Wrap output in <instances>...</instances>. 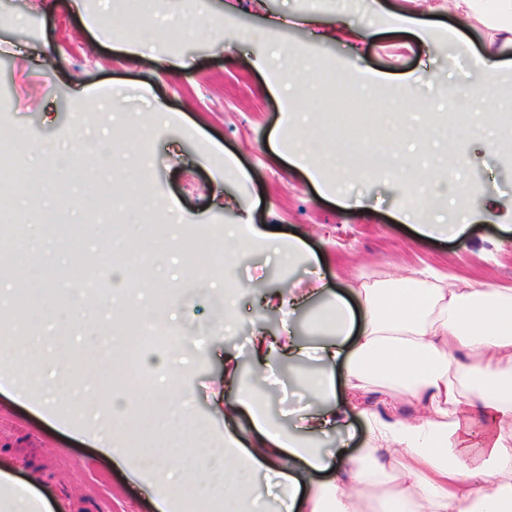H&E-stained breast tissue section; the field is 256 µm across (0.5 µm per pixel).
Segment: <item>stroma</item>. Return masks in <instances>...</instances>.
Here are the masks:
<instances>
[{
    "instance_id": "35a3bbf8",
    "label": "stroma",
    "mask_w": 512,
    "mask_h": 512,
    "mask_svg": "<svg viewBox=\"0 0 512 512\" xmlns=\"http://www.w3.org/2000/svg\"><path fill=\"white\" fill-rule=\"evenodd\" d=\"M0 0V123L15 141L11 165L36 182L18 183L26 205L13 206L14 221L0 223V284L11 293H51L52 323L37 321L12 301L0 303V318L14 325V340L51 337L52 357L78 356L71 372L88 399L129 388L128 379H108V370L135 368L158 380L157 357L185 354L168 400L190 397L193 428L207 438L206 454H221L225 432L241 434L247 419L228 422L212 400L224 387V359L236 357L244 372L259 371L252 355L255 334L282 335L291 323L301 343L317 344L308 323L328 294L343 290L346 278L381 270L396 278L429 263L480 281L512 285V99L511 34L470 19L465 46L448 39L457 22L455 0H157L156 18L204 15L206 35L172 44L138 40L127 52L126 36L111 23L108 0ZM415 18L409 31L390 27L391 14ZM285 18L282 26L270 23ZM368 26L367 38L354 29ZM331 30L318 40L315 31ZM36 48L34 66L15 50ZM499 53L501 76L493 95L474 98L471 112L456 111L449 89L480 86L483 75L472 55ZM186 56L187 69L169 66ZM377 81H369L367 72ZM356 85L377 107L372 152L401 155L407 143L400 129H417L420 160L414 176L430 182L425 216L400 219V193L411 174L398 166L349 167L337 173L331 161L311 149L297 150L302 130L294 119L340 135L334 113L318 100L288 95L285 83H317L326 76ZM407 96H400L404 86ZM499 127L495 155L470 137L476 123ZM51 141L56 153L32 158L35 144ZM468 155L463 177L465 210L449 207L439 187L448 177L449 154ZM50 202L41 199V179L62 165ZM351 207H343V199ZM250 220L254 235L238 249L228 225ZM96 221L111 225L113 243L133 254L143 245L138 224H190L212 245V257L183 250L164 270L155 263L129 267L142 292L162 304L172 344H131L104 307L112 281L85 273L79 251L100 250L103 241L84 233ZM465 224L458 236L426 237L419 223ZM20 253L38 280H19L8 261ZM309 295L291 319L263 306L265 291L282 283ZM81 284L78 298L61 285ZM233 289L237 319L224 325V291ZM272 375L254 391L267 418L293 430L305 398L292 380L295 370H316L309 358L276 356ZM94 422L74 416L68 396H57L52 415L11 390L0 391V470L30 481L53 512H155L153 496L130 481L126 468L86 434ZM144 461L166 459L167 441L132 413L115 419Z\"/></svg>"
}]
</instances>
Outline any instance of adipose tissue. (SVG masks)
<instances>
[{
    "label": "adipose tissue",
    "instance_id": "obj_1",
    "mask_svg": "<svg viewBox=\"0 0 512 512\" xmlns=\"http://www.w3.org/2000/svg\"><path fill=\"white\" fill-rule=\"evenodd\" d=\"M347 288L310 322L322 367L296 374L316 403L296 431L257 410L237 363L225 359L224 382L240 392L225 401L224 415L248 416L259 435L249 448L226 438L207 487L191 478L197 457L182 446L181 415L163 421L173 437L168 453L182 461L176 476L144 475L120 449V433L102 436L134 476H146L158 512H180L189 501L196 512H268L255 491L261 475L283 478L282 512H512V287L428 265L401 282L361 274ZM5 357L19 364L0 385L61 389L57 363L39 348L1 338ZM348 412L363 422L364 446L329 462L314 439L342 430Z\"/></svg>",
    "mask_w": 512,
    "mask_h": 512
}]
</instances>
